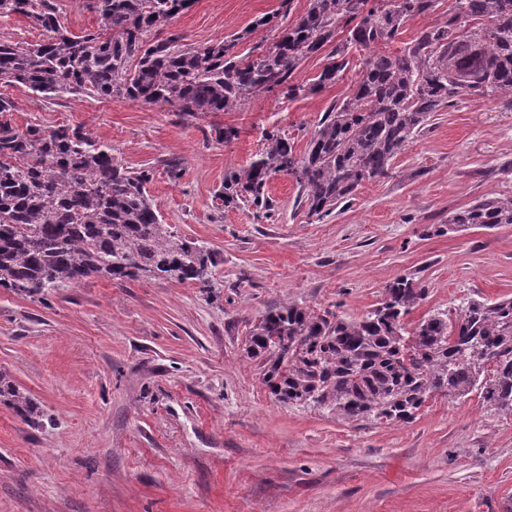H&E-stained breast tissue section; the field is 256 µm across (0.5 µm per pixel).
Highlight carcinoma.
<instances>
[{
  "label": "carcinoma",
  "instance_id": "1",
  "mask_svg": "<svg viewBox=\"0 0 512 512\" xmlns=\"http://www.w3.org/2000/svg\"><path fill=\"white\" fill-rule=\"evenodd\" d=\"M194 2L92 0L98 27L77 35L54 0H0V16H24L43 35L31 46L0 41V81L45 99L123 98L194 117L238 110L274 90L291 99L317 94L345 71L349 48L365 52L352 93L324 112L303 154L266 132L260 157L224 176L215 207L243 203L258 219L271 217L266 187L275 174L295 179L309 215L327 217L364 182L390 177L392 161L436 112L512 93V0H452L448 19L418 29L397 52L387 46L440 0H309L272 48L243 58L235 53L243 34L197 47L170 30ZM324 50L328 62L312 81L289 83ZM152 177L78 128L0 122V288L46 296L93 275L208 285L212 251L163 223L146 189ZM448 224L446 233L512 224V198L486 194ZM425 294L398 277L358 319L282 303L254 322L246 352L260 360L275 400L341 420L408 422L431 398L474 392L512 418V298L474 299L406 324ZM1 400L30 410L0 374Z\"/></svg>",
  "mask_w": 512,
  "mask_h": 512
}]
</instances>
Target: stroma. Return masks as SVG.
<instances>
[{"label":"stroma","mask_w":512,"mask_h":512,"mask_svg":"<svg viewBox=\"0 0 512 512\" xmlns=\"http://www.w3.org/2000/svg\"><path fill=\"white\" fill-rule=\"evenodd\" d=\"M308 0H196L171 23L198 46L236 33L246 55L299 19ZM296 99L265 94L198 117L128 99L48 101L0 81V121L81 127L147 186L165 223L216 256L211 285L89 277L45 298L0 288V372L33 405L0 402V512H512V419L478 394L428 400L406 423L342 421L282 404L245 351L252 323L297 302L359 318L389 282L427 290L409 315L512 298V225L437 233L488 193L512 197V96L472 97L436 113L393 162L331 216L300 205L292 176L268 193L270 220L214 206L228 172L274 131L303 153L325 110L360 73ZM238 135L219 141V128ZM180 177L171 180L170 167Z\"/></svg>","instance_id":"obj_1"}]
</instances>
